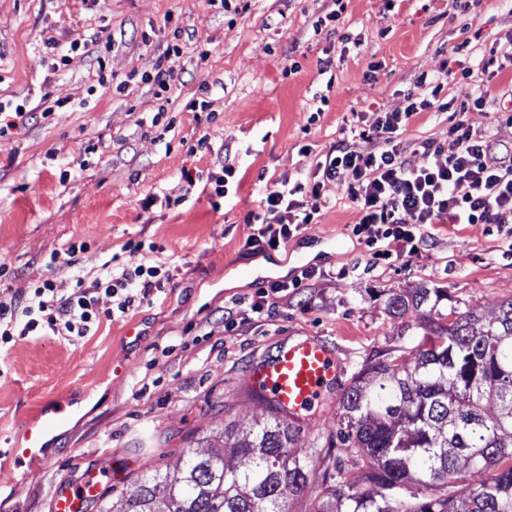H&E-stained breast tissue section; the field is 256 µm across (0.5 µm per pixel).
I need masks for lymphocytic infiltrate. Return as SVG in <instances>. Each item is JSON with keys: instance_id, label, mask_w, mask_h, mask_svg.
Returning a JSON list of instances; mask_svg holds the SVG:
<instances>
[{"instance_id": "lymphocytic-infiltrate-1", "label": "lymphocytic infiltrate", "mask_w": 512, "mask_h": 512, "mask_svg": "<svg viewBox=\"0 0 512 512\" xmlns=\"http://www.w3.org/2000/svg\"><path fill=\"white\" fill-rule=\"evenodd\" d=\"M181 40V29H174L151 71L141 76L156 88L157 123L179 80L174 63L182 54ZM417 84L418 91L406 93L403 110L353 112L350 134L337 140L311 178L267 189L256 211L247 216L257 231L246 247L278 249L316 223L325 205L323 186L337 179L346 180L347 196L361 213L352 232L371 248L374 258L418 252L435 224H490L500 237L512 241V145L493 143L463 118L464 112L494 95L502 120L512 125V91L495 93L486 87L463 95L449 119L448 143L423 142L427 161L419 166L413 163L403 134L412 119L436 107L443 85L425 74ZM359 137L371 141V148L358 149ZM102 268L92 282L77 279L64 297L57 296L48 276L26 295L0 294V347L46 334L88 336L101 321V296L111 297L123 314L168 278L158 265L120 269L107 261Z\"/></svg>"}]
</instances>
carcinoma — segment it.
<instances>
[{"mask_svg":"<svg viewBox=\"0 0 512 512\" xmlns=\"http://www.w3.org/2000/svg\"><path fill=\"white\" fill-rule=\"evenodd\" d=\"M443 297L418 288L387 300L393 316L426 308L429 328L413 367L379 360L343 392L338 435L367 469L330 487L316 512H512V299L489 321L465 312L444 325ZM231 435L224 428L225 447L186 451L98 512H288L309 477L291 426L274 417L247 444ZM226 447L238 463H225ZM464 468L487 478L457 489Z\"/></svg>","mask_w":512,"mask_h":512,"instance_id":"1","label":"carcinoma"}]
</instances>
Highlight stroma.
I'll return each instance as SVG.
<instances>
[{
  "label": "stroma",
  "mask_w": 512,
  "mask_h": 512,
  "mask_svg": "<svg viewBox=\"0 0 512 512\" xmlns=\"http://www.w3.org/2000/svg\"><path fill=\"white\" fill-rule=\"evenodd\" d=\"M335 10L340 20L315 34ZM176 27L180 82L163 132L151 125L154 88L129 76L151 69ZM94 37L111 38L106 73L129 79L125 92L98 86L94 51H71ZM511 43L512 0H476L465 12L446 0H403L396 12L387 0H248L231 18L211 0H0V120L12 124L0 135V291L21 295L48 275L63 297L111 258L170 274L139 307L104 315L94 335L33 336L0 352V512H51L56 492L85 475L128 495L206 434L229 426L251 439L270 410L247 392L249 373L282 343L324 340L350 377L388 356L413 363L425 312L391 316V293L441 288L455 311L492 319L512 299V253L482 224L434 225L425 250L378 262L352 235L360 213L335 181L322 189L318 222L285 248L244 243L261 194L311 177L352 111L402 109L424 72L450 97L512 87V68L483 67ZM203 83L210 112L187 111ZM18 109L31 120L12 123ZM448 118L433 109L410 123L403 140L416 164L422 142L445 141ZM202 135L209 151L189 154ZM304 144L310 155L299 154ZM227 164L239 185L218 208L181 177ZM150 194L158 200L143 208ZM167 195L181 204L166 206ZM78 240L88 248L70 256ZM306 268L316 276L277 294L268 316L225 330L226 308L247 310L269 282ZM54 401L68 402V420L45 455L16 465L7 440ZM341 416L335 403L292 421L309 478L291 512H313L328 486L363 470L364 456L337 436Z\"/></svg>",
  "instance_id": "stroma-1"
}]
</instances>
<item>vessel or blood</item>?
Here are the masks:
<instances>
[{
    "mask_svg": "<svg viewBox=\"0 0 512 512\" xmlns=\"http://www.w3.org/2000/svg\"><path fill=\"white\" fill-rule=\"evenodd\" d=\"M344 372L333 347L318 339H306L282 345L270 359L256 364L248 385L264 401L285 410L298 419L314 406L328 401L342 384ZM67 418V406L58 403L49 408L44 419L30 422L12 446L17 462L43 454L47 435ZM95 496L91 481L82 480L58 491L51 512H88Z\"/></svg>",
    "mask_w": 512,
    "mask_h": 512,
    "instance_id": "obj_1",
    "label": "vessel or blood"
}]
</instances>
